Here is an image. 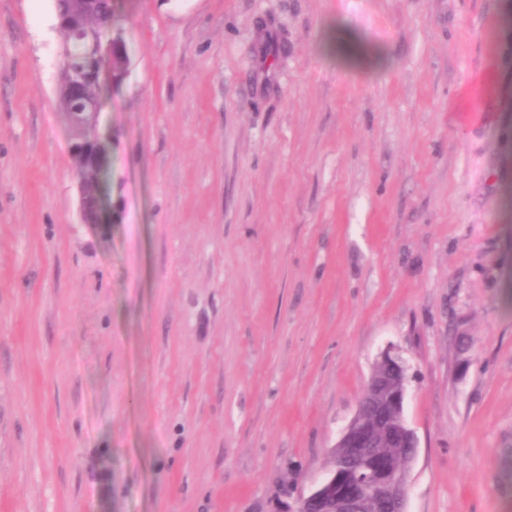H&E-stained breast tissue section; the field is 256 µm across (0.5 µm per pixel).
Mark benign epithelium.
<instances>
[{
    "instance_id": "obj_1",
    "label": "benign epithelium",
    "mask_w": 512,
    "mask_h": 512,
    "mask_svg": "<svg viewBox=\"0 0 512 512\" xmlns=\"http://www.w3.org/2000/svg\"><path fill=\"white\" fill-rule=\"evenodd\" d=\"M112 19L99 18L96 29H73L74 52L80 63L60 72L72 102L64 119L70 126L87 120L99 123L102 107L86 101L80 90L89 80L114 84L110 71H98L96 61L112 53ZM410 380L409 365L397 353L386 350L376 362L358 409L340 434L336 447L346 450L345 463L328 472L308 495L299 499L296 512H361L363 502L380 499L391 512H407L409 477L417 448L415 431L404 417ZM384 433L398 446V456L378 453V436Z\"/></svg>"
}]
</instances>
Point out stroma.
Masks as SVG:
<instances>
[{
    "mask_svg": "<svg viewBox=\"0 0 512 512\" xmlns=\"http://www.w3.org/2000/svg\"><path fill=\"white\" fill-rule=\"evenodd\" d=\"M118 10L88 224L55 2L0 0V512H286L387 349L407 512H512V0ZM329 47L338 54L343 63L351 67H365L376 64L379 54L369 49L354 33L342 31L336 38V32L329 35Z\"/></svg>",
    "mask_w": 512,
    "mask_h": 512,
    "instance_id": "1",
    "label": "stroma"
}]
</instances>
